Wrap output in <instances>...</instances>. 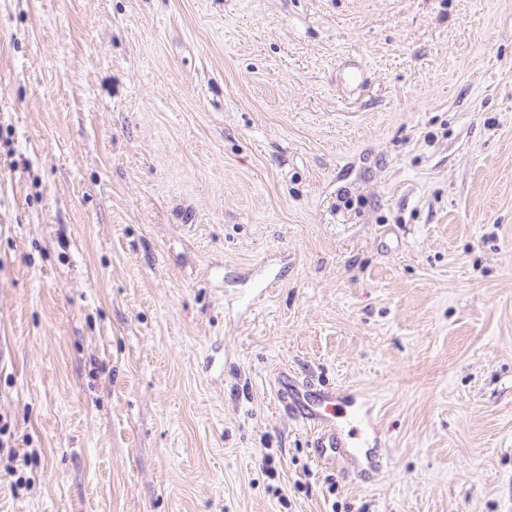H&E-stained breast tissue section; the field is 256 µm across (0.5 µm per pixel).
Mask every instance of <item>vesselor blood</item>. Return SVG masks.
Returning <instances> with one entry per match:
<instances>
[{
  "label": "vessel or blood",
  "instance_id": "obj_1",
  "mask_svg": "<svg viewBox=\"0 0 512 512\" xmlns=\"http://www.w3.org/2000/svg\"><path fill=\"white\" fill-rule=\"evenodd\" d=\"M279 401L289 405L292 413L306 424L316 427L312 447L316 462L332 463L336 457H343L354 467H361L370 460L371 451L367 444L377 437L378 427L369 411L355 408L349 423H342L339 414L345 406L344 392L315 389L312 386L298 389L280 384Z\"/></svg>",
  "mask_w": 512,
  "mask_h": 512
}]
</instances>
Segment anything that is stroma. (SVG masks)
<instances>
[{
	"mask_svg": "<svg viewBox=\"0 0 512 512\" xmlns=\"http://www.w3.org/2000/svg\"><path fill=\"white\" fill-rule=\"evenodd\" d=\"M0 420V512H512V0H0ZM302 387L305 394L299 397L301 392L297 387L290 388L288 382L282 381L277 396L299 420L320 429L312 444L316 462L330 464L338 454L357 468L358 472L362 471L363 460L370 464L372 449L364 445H368L370 437L374 443L378 438V427L376 422L371 421V413L359 406L350 414L347 423L339 422L338 419L343 417L339 416L340 411L346 408L344 390L336 392L313 389L310 384L303 382ZM294 399L297 403L293 404ZM353 422L362 425L363 430L358 427L348 429V425Z\"/></svg>",
	"mask_w": 512,
	"mask_h": 512,
	"instance_id": "1",
	"label": "stroma"
}]
</instances>
